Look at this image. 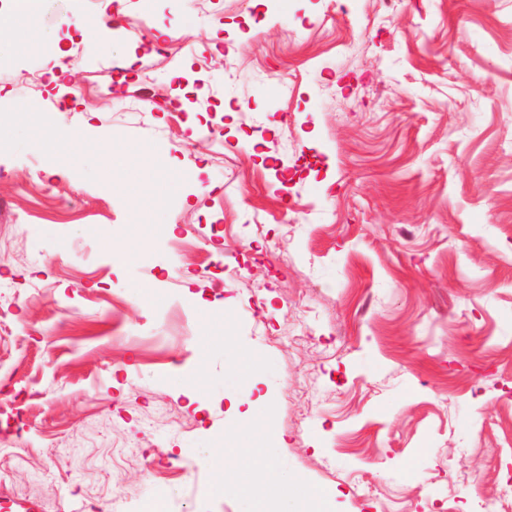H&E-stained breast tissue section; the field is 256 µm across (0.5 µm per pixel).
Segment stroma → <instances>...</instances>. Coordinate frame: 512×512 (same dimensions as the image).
I'll return each instance as SVG.
<instances>
[{"mask_svg":"<svg viewBox=\"0 0 512 512\" xmlns=\"http://www.w3.org/2000/svg\"><path fill=\"white\" fill-rule=\"evenodd\" d=\"M340 2L0 0V512L512 504V0ZM272 472H274V474H276V476L278 477V479H279L278 485L281 487V490H282V498H281L282 505H283L282 511L288 512V511L292 510L293 512H298L294 508V502L297 497H299L300 495H302L304 493V490H303L301 484L294 478L289 477L288 479H285L282 471L278 470V471H272ZM289 504H290V508H291L290 510H288Z\"/></svg>","mask_w":512,"mask_h":512,"instance_id":"stroma-1","label":"stroma"}]
</instances>
